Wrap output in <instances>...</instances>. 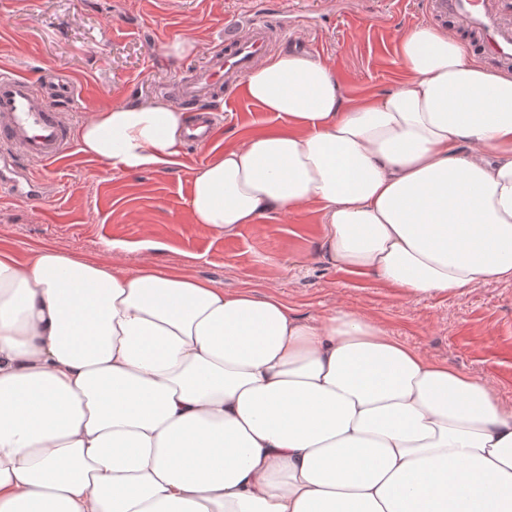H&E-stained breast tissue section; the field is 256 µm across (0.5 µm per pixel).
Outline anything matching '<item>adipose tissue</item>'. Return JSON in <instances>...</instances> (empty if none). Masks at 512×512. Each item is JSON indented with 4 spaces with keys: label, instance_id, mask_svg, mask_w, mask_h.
<instances>
[{
    "label": "adipose tissue",
    "instance_id": "adipose-tissue-1",
    "mask_svg": "<svg viewBox=\"0 0 512 512\" xmlns=\"http://www.w3.org/2000/svg\"><path fill=\"white\" fill-rule=\"evenodd\" d=\"M405 78L360 100L288 51L245 79L280 126L193 178L192 223L315 208L338 269L408 296L512 281V72L451 31L401 34ZM169 101L102 108L79 150L178 165ZM0 512H512V406L340 306L0 237Z\"/></svg>",
    "mask_w": 512,
    "mask_h": 512
}]
</instances>
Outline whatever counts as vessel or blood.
<instances>
[{"label":"vessel or blood","mask_w":512,"mask_h":512,"mask_svg":"<svg viewBox=\"0 0 512 512\" xmlns=\"http://www.w3.org/2000/svg\"><path fill=\"white\" fill-rule=\"evenodd\" d=\"M434 13L454 19L475 32L482 50L498 60H512V23L492 0H432ZM270 44V29L252 20L227 28L224 47L213 52L194 79L179 84L176 96L195 114L187 136L189 146L211 141L215 117L202 103L222 89L241 83ZM73 83L53 75L39 82L12 72L0 73V157L19 154L26 160L53 165L70 145L64 106L75 96Z\"/></svg>","instance_id":"1"}]
</instances>
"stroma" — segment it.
<instances>
[{"label": "stroma", "instance_id": "1", "mask_svg": "<svg viewBox=\"0 0 512 512\" xmlns=\"http://www.w3.org/2000/svg\"><path fill=\"white\" fill-rule=\"evenodd\" d=\"M244 17L269 23L270 53L321 59L360 95L397 86L399 34L431 21L422 0H0V70L71 79L76 128L105 104L162 97L163 85L204 67L223 48L225 28ZM183 35L196 41V53L171 58L169 44ZM210 106L221 115L216 137L183 148L167 171L128 174L70 150L50 167L55 189L40 203L0 198V236L21 254L49 246L80 258L106 257L119 241L127 266H179L228 292L275 291L306 319L343 302L434 360L488 381L512 405V282L409 297L321 258L323 225L309 208L268 213L232 236L192 223L187 200L197 170L278 124L241 87Z\"/></svg>", "mask_w": 512, "mask_h": 512}]
</instances>
